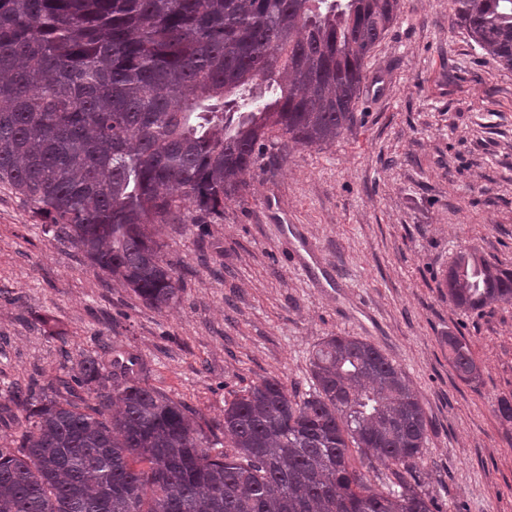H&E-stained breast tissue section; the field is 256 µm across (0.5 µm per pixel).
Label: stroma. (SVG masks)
<instances>
[{
	"label": "stroma",
	"instance_id": "stroma-1",
	"mask_svg": "<svg viewBox=\"0 0 512 512\" xmlns=\"http://www.w3.org/2000/svg\"><path fill=\"white\" fill-rule=\"evenodd\" d=\"M247 182L223 218L162 225L183 286L162 309L1 186L0 403L103 341L212 423L266 378L304 394L314 345L354 336L411 380L428 419L419 476L443 512H512V423L495 413L512 401V305L465 312L443 284L462 249L512 270V69L482 54L450 0H402L350 129L270 150ZM450 333L468 340L476 379L450 364Z\"/></svg>",
	"mask_w": 512,
	"mask_h": 512
}]
</instances>
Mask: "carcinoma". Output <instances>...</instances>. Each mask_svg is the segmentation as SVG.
Wrapping results in <instances>:
<instances>
[{
    "label": "carcinoma",
    "mask_w": 512,
    "mask_h": 512,
    "mask_svg": "<svg viewBox=\"0 0 512 512\" xmlns=\"http://www.w3.org/2000/svg\"><path fill=\"white\" fill-rule=\"evenodd\" d=\"M400 0H0V184L146 306L178 299L158 224L224 216L268 148L336 141ZM512 69V0H452ZM448 298L512 302V271L456 252ZM458 376L479 374L448 335ZM15 383L0 424V512H442L417 470L424 407L372 344L325 336L298 399L266 378L200 424L139 357L83 355ZM356 449L359 460L352 459ZM391 468L378 488L372 461Z\"/></svg>",
    "instance_id": "carcinoma-1"
}]
</instances>
